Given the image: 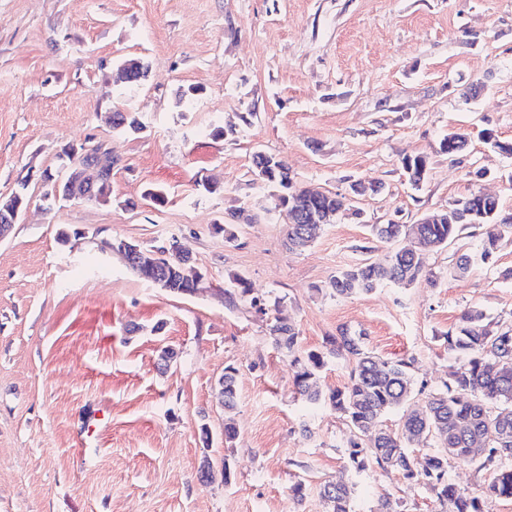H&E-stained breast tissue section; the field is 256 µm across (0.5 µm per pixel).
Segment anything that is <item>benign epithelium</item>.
<instances>
[{"mask_svg": "<svg viewBox=\"0 0 512 512\" xmlns=\"http://www.w3.org/2000/svg\"><path fill=\"white\" fill-rule=\"evenodd\" d=\"M112 178V162L99 155L88 156L84 161H71L65 179L55 178L45 173L44 182L52 185V193L56 197L74 199L82 197L87 200L102 202L106 197L101 190L108 189ZM16 194L0 198V241L4 240L18 222L24 206L14 202ZM289 224H317L316 217L308 218L299 209L298 203L282 207ZM108 250L121 256L123 261L134 266L146 275L153 284L166 287L167 274L175 270L201 285L204 276L194 266L192 254L187 247L173 238L168 246L151 248L142 244L119 240L109 241Z\"/></svg>", "mask_w": 512, "mask_h": 512, "instance_id": "obj_1", "label": "benign epithelium"}]
</instances>
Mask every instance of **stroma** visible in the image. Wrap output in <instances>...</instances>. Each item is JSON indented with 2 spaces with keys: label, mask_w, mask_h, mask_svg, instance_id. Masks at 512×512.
<instances>
[{
  "label": "stroma",
  "mask_w": 512,
  "mask_h": 512,
  "mask_svg": "<svg viewBox=\"0 0 512 512\" xmlns=\"http://www.w3.org/2000/svg\"><path fill=\"white\" fill-rule=\"evenodd\" d=\"M129 57L149 65L135 86L117 79ZM118 109L142 130L114 133ZM485 129L512 144V0H0V195L24 179L30 200L0 241V512H330L321 489L336 482L355 512L384 498L440 512L397 473L348 465L351 425L302 400L269 327L288 318L303 350L324 353L327 390L353 367L328 352L341 331L413 360L412 404L425 406L460 364L443 335L463 311L512 323V233L464 277L451 269L475 228L425 253L432 280L349 298L327 284L382 256L369 225L414 224L479 193L512 215V156ZM452 132L469 136L466 152L442 150ZM72 145L112 154L109 202L45 200L40 175ZM259 150L322 191L381 189L292 251L274 188L252 172ZM418 153L429 172L416 189L401 159ZM154 186L163 204L145 200ZM240 210L225 242L217 226ZM174 237L205 277L197 293L171 294L100 249ZM236 272L265 314L225 297ZM228 366L230 444L216 404ZM237 371L234 367H226L224 375L218 380V389L224 397L218 392L217 405L229 413L234 410L237 402Z\"/></svg>",
  "instance_id": "1"
}]
</instances>
